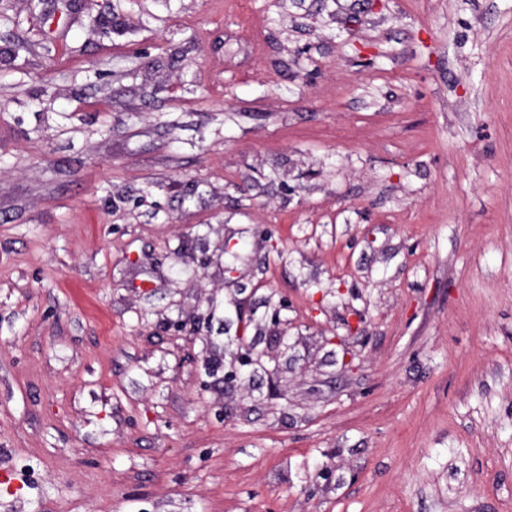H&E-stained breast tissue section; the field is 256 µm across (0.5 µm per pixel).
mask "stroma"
<instances>
[{
  "label": "stroma",
  "instance_id": "obj_1",
  "mask_svg": "<svg viewBox=\"0 0 512 512\" xmlns=\"http://www.w3.org/2000/svg\"><path fill=\"white\" fill-rule=\"evenodd\" d=\"M0 512H512V0H0Z\"/></svg>",
  "mask_w": 512,
  "mask_h": 512
}]
</instances>
